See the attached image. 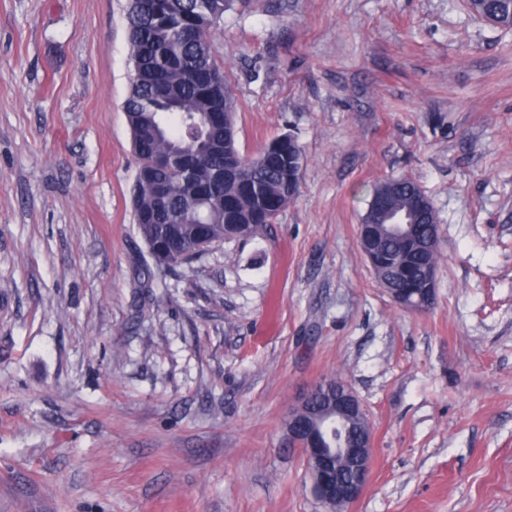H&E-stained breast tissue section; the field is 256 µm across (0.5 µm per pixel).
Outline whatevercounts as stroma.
I'll use <instances>...</instances> for the list:
<instances>
[{
  "instance_id": "stroma-1",
  "label": "stroma",
  "mask_w": 512,
  "mask_h": 512,
  "mask_svg": "<svg viewBox=\"0 0 512 512\" xmlns=\"http://www.w3.org/2000/svg\"><path fill=\"white\" fill-rule=\"evenodd\" d=\"M128 0H0V512H327L288 411L358 397L344 512H512V30L467 0H232L240 152L304 155L273 224L156 267L123 103ZM438 221L431 310L358 243L372 189ZM416 186L408 178L388 179L375 185L373 193L386 195L387 202L392 209L412 211L417 201Z\"/></svg>"
}]
</instances>
